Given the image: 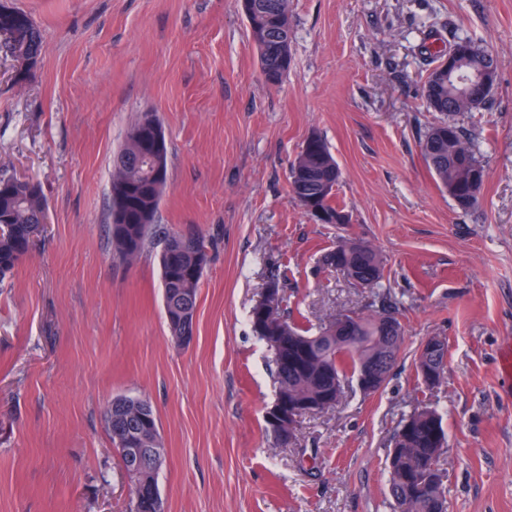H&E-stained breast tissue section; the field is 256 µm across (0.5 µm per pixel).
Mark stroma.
Returning <instances> with one entry per match:
<instances>
[{
    "mask_svg": "<svg viewBox=\"0 0 512 512\" xmlns=\"http://www.w3.org/2000/svg\"><path fill=\"white\" fill-rule=\"evenodd\" d=\"M0 1L42 39L24 85L0 54V176L39 181L48 213L0 284V512H130L104 418L121 396L156 415L166 512H400L386 457L419 404L447 426L446 512H512V0H290L293 64L275 86L235 0ZM457 36L497 58L486 109L460 118L487 170L471 211L420 147L435 115L419 89ZM145 112L168 145L158 221L209 252L186 347L168 331L159 246L130 262L112 251L113 159ZM314 132L342 169L350 223H319L290 193ZM348 238L381 252L404 342L383 390L347 384L285 445L266 423L272 353L249 314L278 274L310 332L372 313L375 292L322 263ZM431 336L448 368L429 389L416 361Z\"/></svg>",
    "mask_w": 512,
    "mask_h": 512,
    "instance_id": "obj_1",
    "label": "stroma"
}]
</instances>
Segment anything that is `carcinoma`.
<instances>
[{"label":"carcinoma","mask_w":512,"mask_h":512,"mask_svg":"<svg viewBox=\"0 0 512 512\" xmlns=\"http://www.w3.org/2000/svg\"><path fill=\"white\" fill-rule=\"evenodd\" d=\"M12 17L11 37L0 41V50L14 57L27 56L26 71L15 83L28 81L38 67L41 56V35L34 20L24 11L0 4V13ZM258 62L272 70L276 81L288 74L292 64L293 25L289 0H250L244 13ZM454 108H448V91L427 106L441 118L430 125L421 141L424 160L438 186L461 210L480 204L466 201L467 185L454 186L461 171L477 175L485 182L487 172L473 134L458 122V116L472 112L468 97L461 93ZM167 145L162 125L155 114L145 112L131 127L116 158L126 159L114 169L110 194V225L112 246L122 261L137 257L145 248L159 241V263L164 306L185 308L196 313L198 290L208 254L201 237L171 234L157 223L162 196L167 188L168 151L153 152L156 137ZM342 172L325 139L312 133L303 143L290 165L289 183L299 205L321 224H343L350 215L333 204ZM12 185L8 195L0 194V282L10 277L27 256L34 237L47 220L46 199L42 185L31 184L18 177H0V183ZM326 266L350 278L354 275L372 278V286H381L385 263L378 249L366 251L340 247L324 254ZM267 287L279 295L276 317L262 325L249 315L254 333L273 352L274 375L278 395L289 404L316 403L320 411L338 405L345 394L343 386L357 380L372 358L386 343L381 315L397 317L398 308L386 293L378 294V314L349 315L347 321L357 344L348 346L336 332V318L316 334L301 328L286 315V296L279 278L273 276ZM424 406L415 407L403 417L396 428L388 453L389 494L400 512H445V491L442 483L431 476L439 472L437 458L448 447L443 416L431 410L434 423L422 419Z\"/></svg>","instance_id":"cac0c4a2"}]
</instances>
